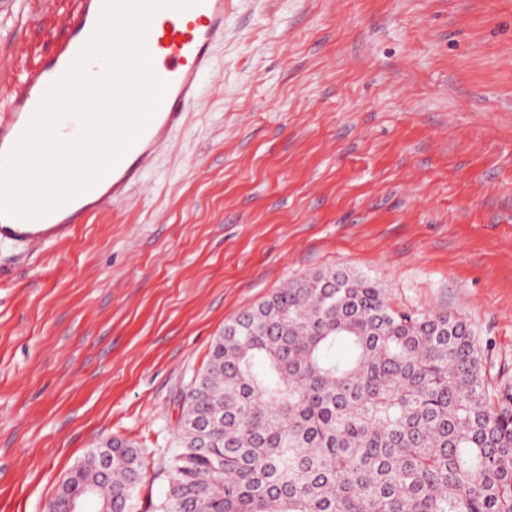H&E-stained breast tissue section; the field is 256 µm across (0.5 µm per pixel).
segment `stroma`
Returning a JSON list of instances; mask_svg holds the SVG:
<instances>
[{
	"mask_svg": "<svg viewBox=\"0 0 512 512\" xmlns=\"http://www.w3.org/2000/svg\"><path fill=\"white\" fill-rule=\"evenodd\" d=\"M77 0H0V96ZM121 203L0 245V512L120 437L151 512L214 339L285 282L376 279L512 377V0H231L200 98Z\"/></svg>",
	"mask_w": 512,
	"mask_h": 512,
	"instance_id": "stroma-1",
	"label": "stroma"
}]
</instances>
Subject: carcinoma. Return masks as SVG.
I'll return each mask as SVG.
<instances>
[{
    "instance_id": "carcinoma-1",
    "label": "carcinoma",
    "mask_w": 512,
    "mask_h": 512,
    "mask_svg": "<svg viewBox=\"0 0 512 512\" xmlns=\"http://www.w3.org/2000/svg\"><path fill=\"white\" fill-rule=\"evenodd\" d=\"M183 408L154 512H512V382L492 344L393 308L365 274L297 278L227 323ZM140 481V450L112 438L48 512L93 483L127 512Z\"/></svg>"
}]
</instances>
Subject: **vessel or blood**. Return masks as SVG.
<instances>
[{
  "instance_id": "obj_1",
  "label": "vessel or blood",
  "mask_w": 512,
  "mask_h": 512,
  "mask_svg": "<svg viewBox=\"0 0 512 512\" xmlns=\"http://www.w3.org/2000/svg\"><path fill=\"white\" fill-rule=\"evenodd\" d=\"M225 3L226 0H200L182 12L163 9L155 14L147 48L154 71L167 81L168 90L150 124L119 163L87 192L39 219L0 215V243L40 246L55 242L141 181L157 148L171 136L183 113L199 97V81L212 68L216 48L224 39ZM102 5L103 0H81L66 42L39 67L27 71L0 103V156L16 145L42 100L66 76L96 31Z\"/></svg>"
}]
</instances>
